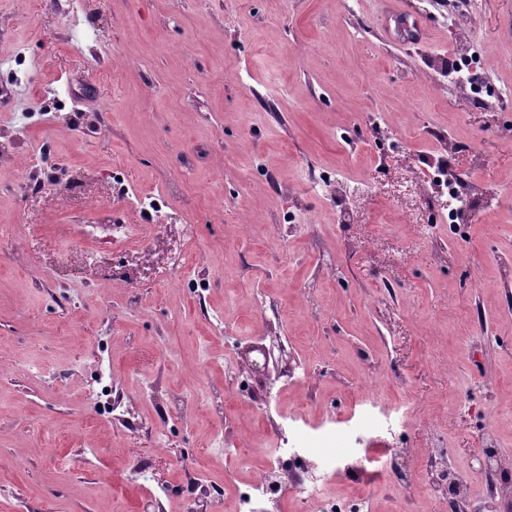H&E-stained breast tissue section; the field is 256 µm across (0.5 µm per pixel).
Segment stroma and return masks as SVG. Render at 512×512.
<instances>
[{
    "mask_svg": "<svg viewBox=\"0 0 512 512\" xmlns=\"http://www.w3.org/2000/svg\"><path fill=\"white\" fill-rule=\"evenodd\" d=\"M400 7L422 38L385 0H0V512H236L284 444L341 508L450 512L434 445L484 494L512 0ZM444 165L483 202L433 225Z\"/></svg>",
    "mask_w": 512,
    "mask_h": 512,
    "instance_id": "stroma-1",
    "label": "stroma"
}]
</instances>
